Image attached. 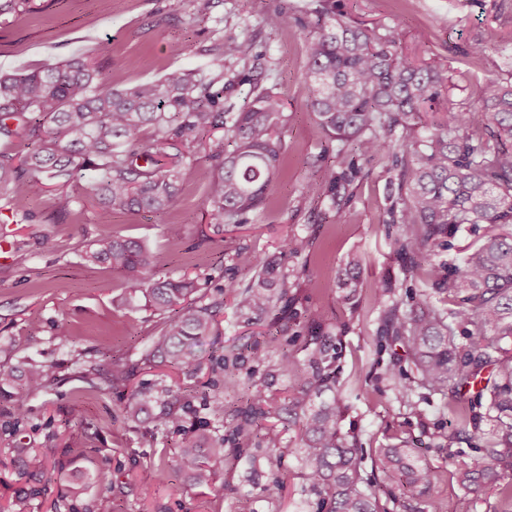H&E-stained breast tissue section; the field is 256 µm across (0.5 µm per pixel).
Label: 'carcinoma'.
<instances>
[{"label": "carcinoma", "mask_w": 512, "mask_h": 512, "mask_svg": "<svg viewBox=\"0 0 512 512\" xmlns=\"http://www.w3.org/2000/svg\"><path fill=\"white\" fill-rule=\"evenodd\" d=\"M252 45L230 38L208 49L212 68L174 69L157 82L124 90L108 85L104 69L80 58L47 61L37 68L0 73V201L19 213L25 198L48 191L53 180L70 181L91 170L95 180L86 192L102 209L100 223L115 213H163L200 162L197 138L226 129L232 149L219 144L205 155L211 168L207 202L216 232L224 220L239 222L257 206L268 186L283 172L286 119L282 100L269 92L256 94L224 125V58H244ZM308 102L316 116V134L338 143L341 171L328 169L323 181L336 198L350 184L355 158L382 151L392 156L389 181L393 205L391 222L401 225L396 252L406 274L423 267L442 239L463 224H486L488 231L466 256L454 276L436 282L453 307L441 311L423 300L384 311L383 332L405 350L416 377L403 381L401 367L392 365L383 379L393 383L402 402H411L414 387L446 401L453 416L448 444L472 431L482 438L486 464L455 461L454 477L463 498L435 500L430 491L439 474L416 449L404 444L380 448L377 457L385 480L404 491L405 512H458L462 499L478 495L492 484L512 512V81L490 79L480 91L483 122L470 112H453L448 124L427 136L408 134L410 121L436 99L448 84V74L422 65L395 47V41L354 26L326 6L318 11L316 30L308 40ZM84 258L107 264L126 275L123 304L141 294L161 313L175 306L181 312L166 317L146 353L184 375H195L201 360L195 347L217 327L224 302H187L195 293L191 278L155 277L150 252L138 240L105 235L87 246ZM251 282L232 283L237 313L276 314L282 329L296 315L298 298L291 294L289 275L274 279L275 269L259 255L253 257ZM340 287L355 295L363 287L358 265L345 271ZM325 321L313 318L303 345L304 358L284 353L277 371L288 382V405L260 389L236 410L238 440H257L265 458L296 456L304 491L316 496L326 512H390L393 493L380 496V485L363 476L364 448L343 433L345 405L336 389L342 347L330 343ZM464 327V341L456 327ZM26 391H9L13 374L0 370V392L10 408L21 414L27 396L48 387L50 369L21 362ZM130 370L112 364L105 389L127 382ZM183 397L177 384L160 390L134 391L125 413L136 416L154 402L160 411L157 426L184 429L175 410ZM301 430L299 446L289 447L273 430L259 435L264 422L280 420ZM224 409L215 419L196 422L179 446L175 466L205 479L236 465L239 456L224 450ZM75 460L48 467L40 453L28 456L31 473L63 480Z\"/></svg>", "instance_id": "cac0c4a2"}]
</instances>
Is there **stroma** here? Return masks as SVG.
<instances>
[{
	"instance_id": "35a3bbf8",
	"label": "stroma",
	"mask_w": 512,
	"mask_h": 512,
	"mask_svg": "<svg viewBox=\"0 0 512 512\" xmlns=\"http://www.w3.org/2000/svg\"><path fill=\"white\" fill-rule=\"evenodd\" d=\"M323 0H34L32 10L0 16V71L32 69L46 61L81 58L106 65L112 88L160 81L173 69H206L204 48L234 37L251 43L244 59L224 61V109L234 113L256 94L271 92L284 103L287 152L285 172L266 190L262 203L247 213L246 224L216 233L206 189L208 162H200L171 208L161 214L118 213L111 223L96 221L97 208L86 194L87 177L66 186L79 205L55 210L50 194L33 195L24 215L0 206V368L17 366L21 357L53 366L56 382L30 396L23 419L0 402V506L28 496L26 512H70L62 483L42 484L25 473L22 448H39L48 462L65 449L83 452L96 472L81 501L92 504L101 488L112 490L114 512H321L304 493L295 456L262 461L258 468L238 464L200 484L194 475L168 469L163 480L145 482L146 467L173 458L179 434L157 429V407L136 417L123 411L121 391L102 392V378L116 361L139 368L132 386L148 389L179 382L196 418H211L215 400L225 409L240 406L253 386L266 385L283 395L287 383L275 364L285 352L299 353L314 314L326 320L324 331L341 337L340 385L346 409L343 432L356 435L364 450V473L379 477L377 449L408 441L443 473L434 487L445 499L459 492L453 477L452 449L482 462L477 439L464 437L449 446L448 411L439 397H418L406 405L382 375L400 348L382 331L386 307L429 301L448 306L446 293L423 274L404 275L393 249L399 225L387 223L392 157L358 160L344 208H336L320 182L336 162L334 142L316 138L307 84L308 43ZM353 22L395 38L397 48L448 74L428 122L444 123L448 113L474 107L488 79L512 77V0H324ZM280 11L283 24H266ZM482 43L478 66L468 63L472 45ZM183 227L173 238L167 227ZM103 234L145 243L156 258L158 276H186L199 294L223 301L218 333L200 347L203 370L183 377L170 367L142 362L158 336L163 318L136 299L118 306L123 274L86 263V245ZM484 226L463 225L447 244L436 247L432 264L451 273L466 252L479 244ZM302 241L293 258H283L285 238ZM260 255L289 274L299 316L290 331L272 319L247 324L225 299L229 282L246 285L253 272L248 260ZM358 258L365 286L346 300L336 279L350 258ZM392 283L382 302L371 288ZM111 340L112 354L101 352ZM226 370H218L220 358Z\"/></svg>"
}]
</instances>
